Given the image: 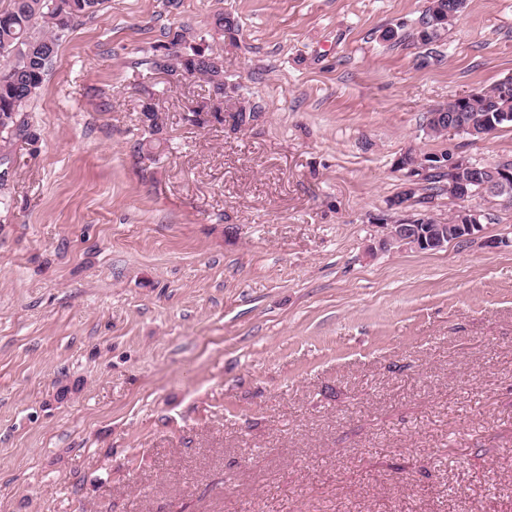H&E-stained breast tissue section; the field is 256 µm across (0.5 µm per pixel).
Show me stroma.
<instances>
[{"label":"stroma","mask_w":512,"mask_h":512,"mask_svg":"<svg viewBox=\"0 0 512 512\" xmlns=\"http://www.w3.org/2000/svg\"><path fill=\"white\" fill-rule=\"evenodd\" d=\"M105 0L0 159V512H512V205L437 252L375 250L429 112L512 78V0ZM218 39L239 132L148 61ZM153 97L159 131L140 104ZM437 0H430L429 6H427L425 13L420 20L419 27L408 34L407 37L411 38L414 42L421 44L422 46H431L436 43L442 36V34L448 30V26L452 22L442 21V17L439 14V9L436 8Z\"/></svg>","instance_id":"35a3bbf8"}]
</instances>
